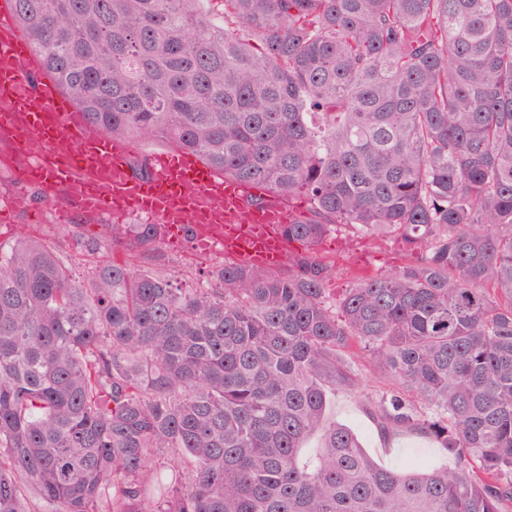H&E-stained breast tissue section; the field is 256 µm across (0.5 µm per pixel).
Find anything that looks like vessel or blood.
Listing matches in <instances>:
<instances>
[{"label":"vessel or blood","instance_id":"1","mask_svg":"<svg viewBox=\"0 0 512 512\" xmlns=\"http://www.w3.org/2000/svg\"><path fill=\"white\" fill-rule=\"evenodd\" d=\"M38 62L20 35L12 9L0 6V130L27 158L22 180L47 194L65 190L86 216L122 219L143 215L164 235L191 231L198 251L217 250L230 260L274 268L290 244L283 233L288 211L254 187L229 180L184 151L156 155L141 178L130 166L133 149L101 137L77 112L56 82L29 79Z\"/></svg>","mask_w":512,"mask_h":512}]
</instances>
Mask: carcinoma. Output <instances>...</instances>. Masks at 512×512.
<instances>
[{
  "instance_id": "obj_1",
  "label": "carcinoma",
  "mask_w": 512,
  "mask_h": 512,
  "mask_svg": "<svg viewBox=\"0 0 512 512\" xmlns=\"http://www.w3.org/2000/svg\"><path fill=\"white\" fill-rule=\"evenodd\" d=\"M10 2L89 126L275 193L307 252L186 288L158 224L112 225L125 258L82 280L0 243V512H509L512 0ZM346 231L404 262L330 292ZM348 354L381 433L453 468L328 422ZM354 368L360 377L359 387L355 391H336L331 396L329 419L351 430L366 452L383 466L403 469L425 464L452 468L448 453L428 436L381 434L364 399L367 395L381 394L386 386L363 360L355 359Z\"/></svg>"
}]
</instances>
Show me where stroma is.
<instances>
[{
	"label": "stroma",
	"instance_id": "1",
	"mask_svg": "<svg viewBox=\"0 0 512 512\" xmlns=\"http://www.w3.org/2000/svg\"><path fill=\"white\" fill-rule=\"evenodd\" d=\"M13 184L15 190L27 195L31 206L12 213L8 223H0V243L9 245L19 234L39 239L54 250L76 276H84L97 262L112 254V244L107 231L100 224L85 220L71 201L59 200L56 206H48L42 200L38 188L17 182L14 172L0 167V183ZM366 252L374 270L387 271L400 265L403 245L399 238H391L384 249L370 247L367 240L338 241L328 236L320 246V254L342 268L352 266L355 251ZM159 265L171 280L184 287L195 285L204 279L205 273L223 262L219 252L199 254L195 251L190 234H183L175 243L162 242L159 248ZM354 368L360 384L353 391H337L330 400V420L351 430L361 446L379 464L391 468H409L418 465L449 466L451 460L446 451L432 438L401 433L382 435L367 405L366 396L381 394L385 386L363 360H356Z\"/></svg>",
	"mask_w": 512,
	"mask_h": 512
}]
</instances>
